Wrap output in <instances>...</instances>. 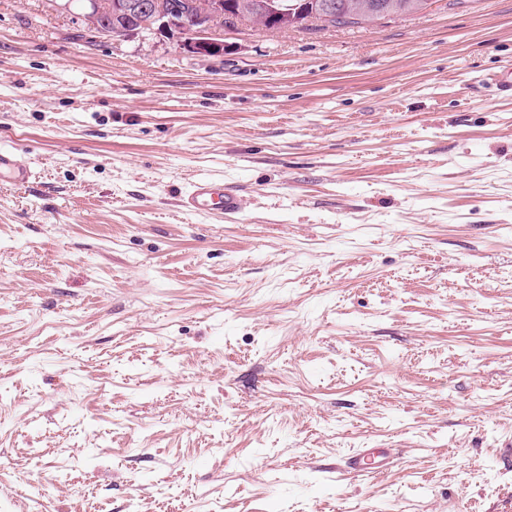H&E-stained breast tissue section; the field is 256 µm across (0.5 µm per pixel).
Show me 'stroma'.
I'll list each match as a JSON object with an SVG mask.
<instances>
[{"label":"stroma","mask_w":512,"mask_h":512,"mask_svg":"<svg viewBox=\"0 0 512 512\" xmlns=\"http://www.w3.org/2000/svg\"><path fill=\"white\" fill-rule=\"evenodd\" d=\"M80 33L0 0V512H512V0ZM267 8L277 18V23L274 26L263 27L265 30L288 31V29H298V27L306 25L310 26V23L313 21L311 18L303 19V14L300 12H288V9H282L279 5L274 4L272 0L267 4ZM336 2V11L323 16L315 15L326 26L358 27L382 19L421 14L432 4V0H331ZM432 1L431 3H428ZM326 17V18H325ZM324 26V27H326ZM30 177L31 171L25 163L11 151L0 149V180L24 184ZM180 202L184 210L198 215L217 212L224 215V218L235 219L242 211V200L238 191L233 187L224 186V179L221 178L193 182ZM395 456L392 448H359L349 455L346 467L349 472L379 473L389 468Z\"/></svg>","instance_id":"35a3bbf8"}]
</instances>
